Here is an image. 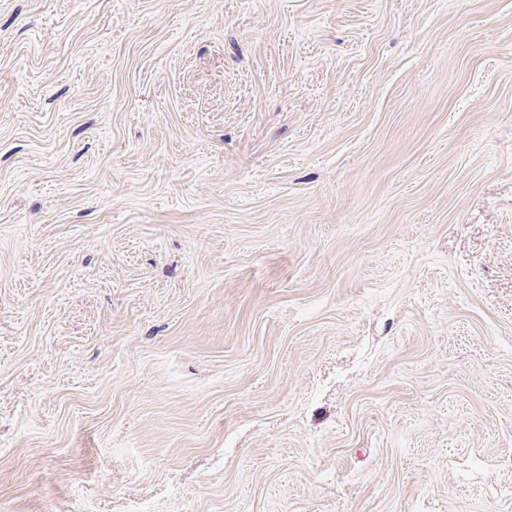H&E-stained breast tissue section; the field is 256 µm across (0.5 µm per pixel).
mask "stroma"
<instances>
[{
  "label": "stroma",
  "mask_w": 512,
  "mask_h": 512,
  "mask_svg": "<svg viewBox=\"0 0 512 512\" xmlns=\"http://www.w3.org/2000/svg\"><path fill=\"white\" fill-rule=\"evenodd\" d=\"M0 512H512V0H0Z\"/></svg>",
  "instance_id": "1"
}]
</instances>
